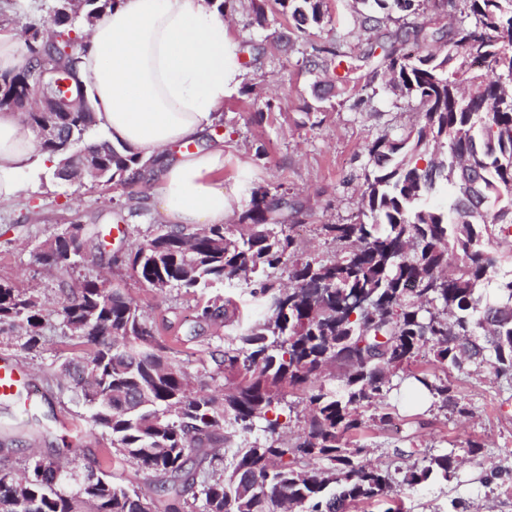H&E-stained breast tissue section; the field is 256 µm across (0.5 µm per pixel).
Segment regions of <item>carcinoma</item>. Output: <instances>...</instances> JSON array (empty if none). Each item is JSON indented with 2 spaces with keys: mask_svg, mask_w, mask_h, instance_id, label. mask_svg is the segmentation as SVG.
<instances>
[{
  "mask_svg": "<svg viewBox=\"0 0 512 512\" xmlns=\"http://www.w3.org/2000/svg\"><path fill=\"white\" fill-rule=\"evenodd\" d=\"M360 13L352 43L340 51L312 47L308 71L324 74L340 92L363 67L387 79L402 97L418 101L423 122L399 136L366 145L373 167L364 183L355 220L325 224L341 245L334 259L298 254L281 198L266 187L251 189L238 219L239 232L224 224L169 228L111 256L146 288L157 283L196 288L245 275L252 293L269 301V314L248 324L224 349L210 352L224 371V387L194 390L176 355L179 350L144 319L140 305L117 288L91 277L67 292L57 315L80 355L64 363L80 396L92 410V425L106 429L112 448L159 477L157 498L113 483L87 466L66 472L51 458L28 464L23 479L0 468V506L6 512H185L186 495L203 501L202 512H347L358 502L413 488L432 477L444 480L457 469L444 454L413 464L402 478L356 460L361 449L343 436L365 425L359 409L385 406L391 376L414 379L442 407L450 400L448 368L468 361L498 376L512 377V252L491 250L512 236V0H356ZM294 28L281 27L273 39L294 48L293 30L321 28L324 0H274ZM431 11L448 16L402 25L386 34L388 22ZM24 28L26 60L0 78V107L27 104L32 127L43 120L44 87L52 72L71 81L74 112H58L57 140L41 149L63 156L57 176L91 152L86 174L133 187L143 183L147 164L106 140L91 144L95 126L77 73L80 54L68 51L70 32L55 39L31 38ZM479 179L468 191L455 183L459 167ZM451 185L448 209L426 204L437 184ZM498 204L477 207L478 196ZM470 221L461 220L466 211ZM83 225L45 241L39 261L68 270L83 258ZM288 265L290 285L279 286L274 271ZM492 284L498 299L478 292ZM375 302V317L357 301ZM41 299L0 282V325L19 328L25 350L41 342ZM443 370L440 377L413 371L423 351ZM329 363L346 368L341 385L328 389L322 374ZM308 390L310 419L297 443L277 438L280 417L270 412L286 389ZM264 421L265 438L245 435ZM231 459L213 480L200 478L204 466ZM317 459L318 469L303 462ZM74 480L76 490L64 485Z\"/></svg>",
  "mask_w": 512,
  "mask_h": 512,
  "instance_id": "1",
  "label": "carcinoma"
}]
</instances>
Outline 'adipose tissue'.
<instances>
[{
    "mask_svg": "<svg viewBox=\"0 0 512 512\" xmlns=\"http://www.w3.org/2000/svg\"><path fill=\"white\" fill-rule=\"evenodd\" d=\"M239 54L208 0H118L85 32L89 105L112 145L149 162L144 190L164 223L221 224L237 210L218 179L223 145L199 141L243 83ZM38 154L32 127L1 108L0 204L15 199Z\"/></svg>",
    "mask_w": 512,
    "mask_h": 512,
    "instance_id": "obj_1",
    "label": "adipose tissue"
}]
</instances>
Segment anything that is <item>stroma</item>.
Masks as SVG:
<instances>
[{
  "mask_svg": "<svg viewBox=\"0 0 512 512\" xmlns=\"http://www.w3.org/2000/svg\"><path fill=\"white\" fill-rule=\"evenodd\" d=\"M57 0H0V30L18 34L33 24H54ZM323 28L296 33V49L281 55L268 36L284 18L273 0L265 5V21L248 9L229 20L230 35L243 45L253 92L227 97L218 129L211 137L223 141L226 161L224 192L246 203L251 188L282 187L299 202L292 214L291 234L303 255L321 260L336 253V242L325 234L327 224H342L358 206L366 159L364 146L377 137L401 133L422 120L415 103L392 90L378 88L362 110L351 100L324 101L321 125L303 122L302 107L312 102L314 75L304 67L311 45L345 42L354 27V0H325ZM273 110H266V102ZM267 153L256 156L258 146ZM37 173L24 178L15 203L0 206V282H9L39 296L45 320L40 348L28 352L15 345L10 330L0 331V358L22 362L30 371L39 411L31 418L23 405L0 403V466L22 470L31 459L50 457L69 465L92 464L117 484L154 495V473L114 456L110 438L90 423V410L71 378L61 375L63 363L77 355L64 338L56 315L63 289L87 276H99L107 287L133 297L162 336H183L179 360L192 387L223 385L224 377L210 358L242 327L267 311L265 298L253 296L244 282H216L193 289L144 288L124 267L110 264L112 253L127 250L163 228L155 207L145 202L142 188L130 189L89 179H61L58 163L38 157ZM88 231L85 254L70 272L47 269L36 247L69 225ZM232 300L238 311L227 319L194 324L196 310ZM452 400L469 411L460 417L437 406H418L408 382L390 394L394 421L377 422L378 408H364L365 427L350 438L361 448L360 459L374 465L403 468L414 461L454 454L463 464L450 480L438 477L409 488L398 487L406 512H512V379L467 364L451 371ZM481 444L469 454L468 441Z\"/></svg>",
  "mask_w": 512,
  "mask_h": 512,
  "instance_id": "obj_1",
  "label": "stroma"
}]
</instances>
